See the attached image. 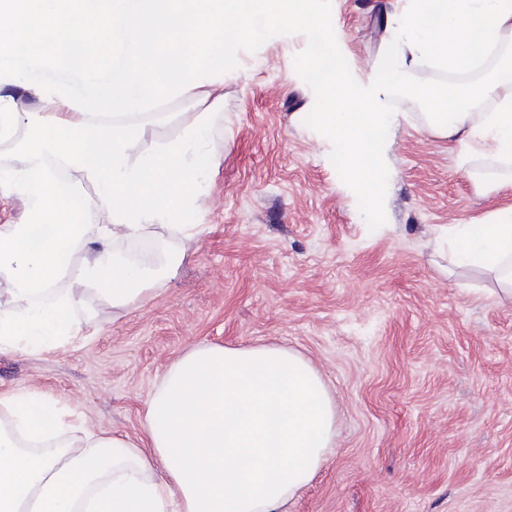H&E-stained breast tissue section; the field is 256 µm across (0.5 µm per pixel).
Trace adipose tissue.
<instances>
[{
  "label": "adipose tissue",
  "mask_w": 512,
  "mask_h": 512,
  "mask_svg": "<svg viewBox=\"0 0 512 512\" xmlns=\"http://www.w3.org/2000/svg\"><path fill=\"white\" fill-rule=\"evenodd\" d=\"M328 0H0V196L24 218L0 225V352L69 342V312L95 294L111 307L146 299L150 269L120 265L111 242L152 224L194 227L199 178L215 113H195L180 136L133 155L143 116L164 100L207 97L239 61L245 41L301 28L306 72L335 108L318 123L361 174L362 194L382 186L388 99L428 61L451 81L428 95L427 125L452 144L459 166L512 161V70L476 85L466 74L512 44V0H404L392 50L368 80L349 76ZM60 72L35 83L33 70ZM54 104L19 113L14 92ZM492 101L486 112L477 103ZM99 188L88 198L76 180ZM96 212L102 222L89 229ZM99 245L88 249V234ZM456 264L492 275L512 303V206L486 224H452ZM74 412L33 390L0 393V512H287L336 446V411L320 372L279 346L189 350L146 403L142 434L73 436Z\"/></svg>",
  "instance_id": "1"
}]
</instances>
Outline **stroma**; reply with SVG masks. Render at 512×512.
<instances>
[{
	"mask_svg": "<svg viewBox=\"0 0 512 512\" xmlns=\"http://www.w3.org/2000/svg\"><path fill=\"white\" fill-rule=\"evenodd\" d=\"M399 0H332L347 67L367 77L390 50ZM306 35L248 41L210 99H172L133 144L176 139L219 111L193 239L161 226L116 241L159 283L122 309L90 299L81 331L48 351L0 353V389H34L94 433L137 438L167 368L199 344L285 346L321 371L336 447L288 512H512V305L490 275L455 266L452 224L512 204V165L459 168L431 135L422 96L447 75L418 65L392 97L390 167L378 198L356 190L315 117L329 102L303 76Z\"/></svg>",
	"mask_w": 512,
	"mask_h": 512,
	"instance_id": "1",
	"label": "stroma"
}]
</instances>
